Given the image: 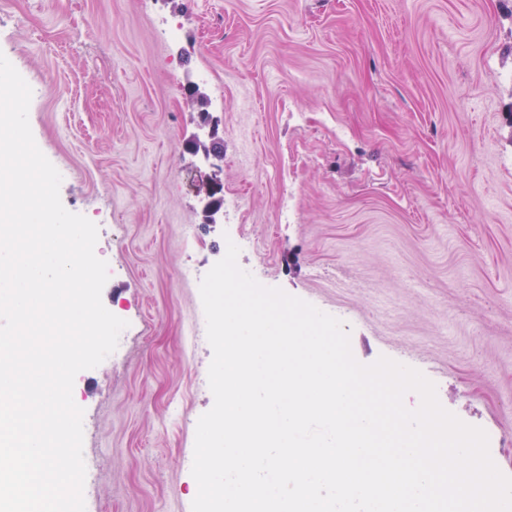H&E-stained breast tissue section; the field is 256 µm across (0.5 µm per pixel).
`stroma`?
Listing matches in <instances>:
<instances>
[{"instance_id": "obj_1", "label": "stroma", "mask_w": 512, "mask_h": 512, "mask_svg": "<svg viewBox=\"0 0 512 512\" xmlns=\"http://www.w3.org/2000/svg\"><path fill=\"white\" fill-rule=\"evenodd\" d=\"M0 53L63 206L97 221L105 307L139 327L75 378L86 512H191L214 398L182 271L230 237L360 363L422 372L512 476V0H0ZM216 185L241 202L210 224Z\"/></svg>"}]
</instances>
